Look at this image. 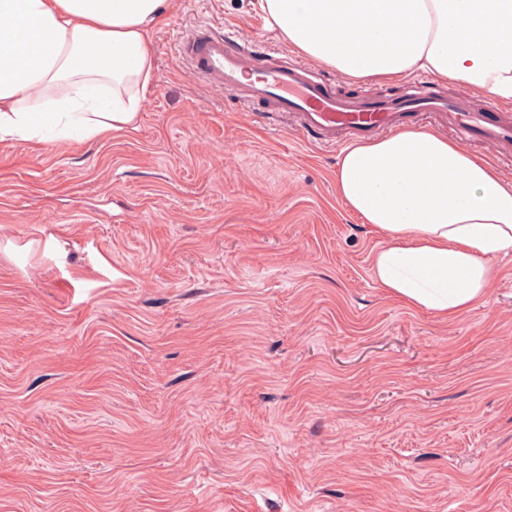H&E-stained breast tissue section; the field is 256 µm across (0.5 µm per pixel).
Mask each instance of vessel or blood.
Wrapping results in <instances>:
<instances>
[{"label": "vessel or blood", "mask_w": 512, "mask_h": 512, "mask_svg": "<svg viewBox=\"0 0 512 512\" xmlns=\"http://www.w3.org/2000/svg\"><path fill=\"white\" fill-rule=\"evenodd\" d=\"M178 49L207 86L258 103L327 148L392 134L431 117L463 143L512 150L511 116L492 105L461 109L429 81H408L395 96L340 93L308 64L271 53L257 61L253 43L231 27L221 33L197 27L179 37Z\"/></svg>", "instance_id": "vessel-or-blood-1"}]
</instances>
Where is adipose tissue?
Returning <instances> with one entry per match:
<instances>
[{
	"label": "adipose tissue",
	"mask_w": 512,
	"mask_h": 512,
	"mask_svg": "<svg viewBox=\"0 0 512 512\" xmlns=\"http://www.w3.org/2000/svg\"><path fill=\"white\" fill-rule=\"evenodd\" d=\"M166 0H0V139L93 141L132 127ZM295 51L356 80L422 71L512 106V0H261ZM336 195L385 244L380 287L457 315L512 254V183L431 128L344 148Z\"/></svg>",
	"instance_id": "adipose-tissue-1"
}]
</instances>
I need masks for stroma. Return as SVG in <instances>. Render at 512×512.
<instances>
[{
  "label": "stroma",
  "instance_id": "35a3bbf8",
  "mask_svg": "<svg viewBox=\"0 0 512 512\" xmlns=\"http://www.w3.org/2000/svg\"><path fill=\"white\" fill-rule=\"evenodd\" d=\"M261 0H168L135 128L0 140V512H512V255L458 316L374 280L339 153L177 36L289 53Z\"/></svg>",
  "mask_w": 512,
  "mask_h": 512
}]
</instances>
